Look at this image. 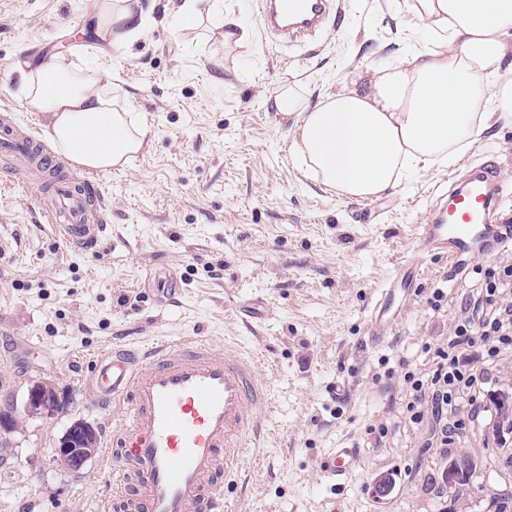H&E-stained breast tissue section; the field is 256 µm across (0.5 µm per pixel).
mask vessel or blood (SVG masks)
<instances>
[{
	"label": "vessel or blood",
	"instance_id": "b4317fda",
	"mask_svg": "<svg viewBox=\"0 0 512 512\" xmlns=\"http://www.w3.org/2000/svg\"><path fill=\"white\" fill-rule=\"evenodd\" d=\"M330 6L331 0H262L259 25L298 42L316 30ZM31 149L45 170L61 167L36 136L21 138L0 126V155L11 159L13 169L24 168ZM97 192L92 181L81 194L68 182L56 183L43 216L63 245L91 250L104 239L106 224L88 223L84 205L85 194ZM433 194L439 205L417 225L415 252L393 263L375 293L367 319L371 344L384 342L400 323L398 302L422 280L423 257H446L457 276L470 260L512 246V224L497 219L505 189L492 162ZM89 379L102 402L124 407L107 460L121 512H224V486L237 475L249 436L259 427L255 410L268 400L251 358L198 336L141 348L119 345L96 357ZM358 464L350 446L330 449L319 460L324 476L335 482Z\"/></svg>",
	"mask_w": 512,
	"mask_h": 512
}]
</instances>
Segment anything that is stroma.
I'll return each mask as SVG.
<instances>
[{
	"mask_svg": "<svg viewBox=\"0 0 512 512\" xmlns=\"http://www.w3.org/2000/svg\"><path fill=\"white\" fill-rule=\"evenodd\" d=\"M97 2L0 0V124L23 136L42 131L43 113L19 92L20 67L55 53L108 78L126 111L152 130L124 168L67 164L75 178H96L108 204L107 236L90 251L63 247L43 222L42 187L0 174V408L21 407L41 380L68 400L54 418L21 416L0 460V512H103L112 426L89 367L112 345L155 336L235 348L270 387L257 413L261 435L237 485L224 490L228 512H512V438L493 434V409L448 447H432L431 417L409 420L404 379L430 373L431 351L453 335L481 270L512 263V249L473 260L455 281L445 257L428 258L385 343L370 344L366 322L375 290L430 215L429 188L492 158L512 190V127L495 126L456 165L409 175L367 211L294 160L298 117L278 113L274 99L290 87L315 105L353 74L424 42L404 0H344L308 52L261 30L259 0H223L250 31L249 47H224L206 22L176 26L182 0H140L152 22L117 51L99 36ZM170 278L179 293L157 299L150 280ZM258 296L268 300L261 319L244 311ZM464 363L484 372L482 401L512 393V346L490 363L473 345ZM79 418L98 428V450L71 472L54 454ZM344 445L357 448L359 465L335 483L318 461ZM461 452L477 468L454 497L439 477ZM387 474L394 488L376 498L374 484Z\"/></svg>",
	"mask_w": 512,
	"mask_h": 512,
	"instance_id": "stroma-1",
	"label": "stroma"
}]
</instances>
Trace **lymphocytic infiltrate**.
I'll return each mask as SVG.
<instances>
[{
  "label": "lymphocytic infiltrate",
  "mask_w": 512,
  "mask_h": 512,
  "mask_svg": "<svg viewBox=\"0 0 512 512\" xmlns=\"http://www.w3.org/2000/svg\"><path fill=\"white\" fill-rule=\"evenodd\" d=\"M512 292V265L488 269L487 277L476 295L471 296V315L457 325L454 337L446 347L435 349V369L427 380L411 379L413 399L407 405L411 422L423 419L422 401H430L432 412L447 415L459 403L476 405L473 393L478 380L476 372L460 366L466 346L481 341L488 358H496L501 346L512 343V303H502L504 294Z\"/></svg>",
  "instance_id": "obj_1"
}]
</instances>
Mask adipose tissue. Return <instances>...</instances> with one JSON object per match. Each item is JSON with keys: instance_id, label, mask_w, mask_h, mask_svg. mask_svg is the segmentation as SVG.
Wrapping results in <instances>:
<instances>
[{"instance_id": "obj_1", "label": "adipose tissue", "mask_w": 512, "mask_h": 512, "mask_svg": "<svg viewBox=\"0 0 512 512\" xmlns=\"http://www.w3.org/2000/svg\"><path fill=\"white\" fill-rule=\"evenodd\" d=\"M404 8L442 48H416L312 107L289 88L274 100L278 112L299 115L296 151L308 169L352 200L398 187L406 171L455 164L495 125H512V80L499 76L512 58V0H405ZM98 9L114 46L134 42L148 22L128 0H100ZM20 91L76 165L119 166L148 142L107 84L66 58L22 72Z\"/></svg>"}]
</instances>
